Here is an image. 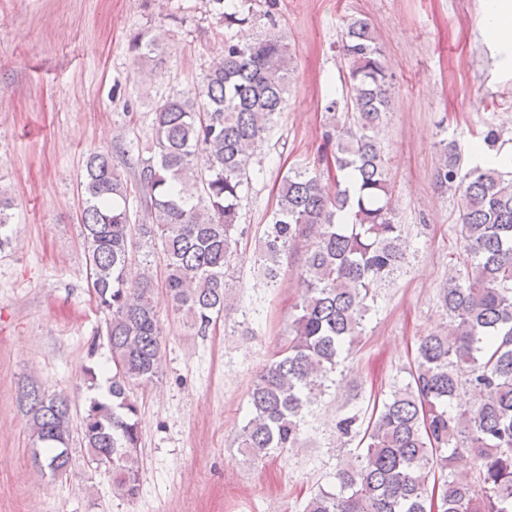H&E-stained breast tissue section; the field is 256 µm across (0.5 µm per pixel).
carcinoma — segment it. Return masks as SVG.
<instances>
[{"instance_id": "cac0c4a2", "label": "carcinoma", "mask_w": 512, "mask_h": 512, "mask_svg": "<svg viewBox=\"0 0 512 512\" xmlns=\"http://www.w3.org/2000/svg\"><path fill=\"white\" fill-rule=\"evenodd\" d=\"M138 34L141 56L160 46ZM348 61L344 120L325 132L336 191L321 175L290 171L265 226L259 261L267 282L282 259L304 243L298 277L303 293L288 326V344L249 391L251 417L238 447L252 458L294 448L304 408L322 394L357 343L376 290L394 281L406 258L395 222L391 182L374 135L392 101V76L370 24L350 19L342 34ZM290 56L276 34L244 42L228 38L224 61L201 88L177 92L157 106L151 155L136 183L149 222H132L126 171L105 150L85 160L79 183L80 228L95 303L107 315L100 335L112 355L109 397H92L79 423L87 458L112 460L103 471L114 494L140 489L139 407L133 388L158 377L163 336L154 305L165 287L186 325L200 335L224 312L226 276L244 229L238 224L253 149L282 110ZM437 179L462 189L460 234L466 273L453 276L441 302L446 331L421 339L410 381L371 414L362 452L336 469L339 491L324 489L304 512H431L430 480L439 477L438 512H512V178L495 159L468 170L456 141L442 149ZM159 247V272L139 247ZM476 399L463 402L460 390ZM31 415L34 463L66 473L73 416L68 399L37 386L24 393ZM357 413L338 420L342 437L357 433ZM477 459L459 473L455 460Z\"/></svg>"}]
</instances>
